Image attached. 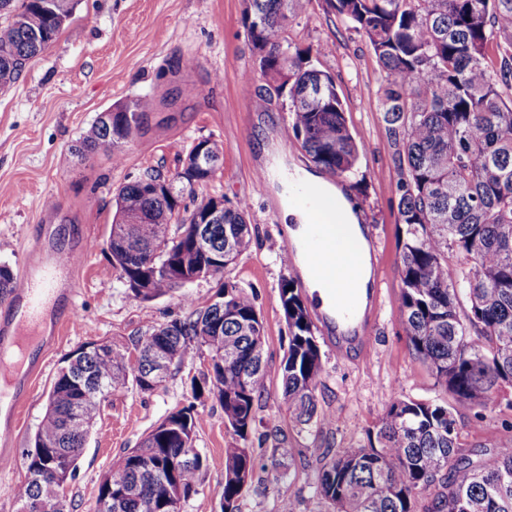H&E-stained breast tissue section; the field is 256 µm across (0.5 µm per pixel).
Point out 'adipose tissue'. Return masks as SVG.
<instances>
[{
    "label": "adipose tissue",
    "mask_w": 512,
    "mask_h": 512,
    "mask_svg": "<svg viewBox=\"0 0 512 512\" xmlns=\"http://www.w3.org/2000/svg\"><path fill=\"white\" fill-rule=\"evenodd\" d=\"M306 184L323 203V222L338 225L340 233L350 236L353 244L358 247L360 261L356 285L360 288L366 287L369 278V254L360 230L361 211L353 205L341 188L318 175L307 174Z\"/></svg>",
    "instance_id": "obj_1"
}]
</instances>
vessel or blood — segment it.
Masks as SVG:
<instances>
[{
  "instance_id": "obj_1",
  "label": "vessel or blood",
  "mask_w": 512,
  "mask_h": 512,
  "mask_svg": "<svg viewBox=\"0 0 512 512\" xmlns=\"http://www.w3.org/2000/svg\"><path fill=\"white\" fill-rule=\"evenodd\" d=\"M297 207L310 216L307 226L306 249L310 271L325 284V291L335 297L333 305L320 310L326 328L335 332L333 341L340 354H355L367 359L370 344L364 332L368 318L377 315L381 307V292L373 288L357 293L351 276L355 259L350 248L337 237L333 225L320 223L309 197L296 198ZM87 256L86 251H62L44 264L26 263V272L14 294L0 301V371L12 372L24 366L23 343L39 328L47 303L56 295L61 275L74 269Z\"/></svg>"
}]
</instances>
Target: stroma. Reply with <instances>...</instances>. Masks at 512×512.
Here are the masks:
<instances>
[{
	"mask_svg": "<svg viewBox=\"0 0 512 512\" xmlns=\"http://www.w3.org/2000/svg\"><path fill=\"white\" fill-rule=\"evenodd\" d=\"M245 0H78L56 40L26 61L18 80L0 90V265L21 277L35 243L47 252L92 242L89 260L65 277L52 327L32 367L17 379L20 424L7 446L16 457L0 470V512H16L14 489L27 476L22 455L46 412L47 395L65 358L90 342L133 348L152 325L189 314V299L214 296L221 281L253 296L264 323L267 386L256 417L276 421L294 450L281 465L269 463L270 444L251 434L257 463L239 502L240 512H333L317 490L318 451L336 455L360 447L397 398L449 402L428 367L408 348L399 297V145L382 118L385 84L368 42L328 0H309L306 17L290 22L288 41L312 67L330 74L348 126L360 148L359 173L339 181L354 196L364 222L373 226L382 305L369 362L337 356L315 324L322 356L316 400L326 420L300 428L282 399L280 365L288 350V325L280 303L282 279L297 273L282 260L285 223L281 193L288 174L315 165L291 129L287 95L277 94L259 69L257 52L243 24ZM148 96L154 100L140 136L120 161L85 159L73 146L99 112ZM266 97L264 110L252 101ZM224 149L219 170L185 196L187 206L209 197L246 201L251 244L224 272L223 280H200L153 301L135 298L106 250L117 189L149 171L173 175L198 139ZM265 187H257V171ZM206 350L193 349L155 390L136 385L102 402L94 427L67 482L74 512H91L99 484L129 448L168 413L194 405L202 417L194 446L204 459L198 494L182 512H220L224 450L236 443L224 411L211 398L193 399L192 380L209 368ZM464 451L492 449L512 439V411L502 406L475 417L457 409Z\"/></svg>",
	"mask_w": 512,
	"mask_h": 512,
	"instance_id": "35a3bbf8",
	"label": "stroma"
}]
</instances>
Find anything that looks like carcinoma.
Listing matches in <instances>:
<instances>
[{"mask_svg": "<svg viewBox=\"0 0 512 512\" xmlns=\"http://www.w3.org/2000/svg\"><path fill=\"white\" fill-rule=\"evenodd\" d=\"M308 0H248L244 26L259 53L261 73L287 75L292 132L311 161L343 178L356 171L359 147L330 75L291 50L288 23L306 15ZM0 0V90L23 64L43 53L72 15L74 0ZM371 46L385 73L383 120L399 153L402 225L399 311L408 347L454 403L404 397L394 401L366 442L325 462L320 495L335 512H416L418 494L438 486L437 512H512V442L485 461L461 450L455 405L482 416L492 404L512 410V101L498 85L512 82V0H331ZM151 98L134 110L113 108L111 126L97 121L77 140L85 158H120L141 126ZM203 162L171 176L175 192L150 191L143 178L122 185L107 241L112 267L135 297L152 301L202 279L221 278L248 249V205L224 207L216 224L195 219L218 199L180 215L184 191L209 181L223 147L210 138ZM180 319L155 325L135 358L109 343H89L64 362L49 391L46 413L25 453L27 479L14 491L17 512H72L60 474H74L97 409L134 380L149 384L148 346L181 361L191 349L210 355L207 387L240 442L224 449L221 512H239L255 460L246 441L256 425L255 402L265 390L264 327L245 290L223 282ZM288 314V352L281 364L283 403L310 427L325 420L315 390L321 353L309 312L294 281L280 283ZM202 420L190 404L169 413L102 479L93 512H179L199 493L203 458L193 446ZM294 449L274 439L271 463ZM180 484L177 501L167 486Z\"/></svg>", "mask_w": 512, "mask_h": 512, "instance_id": "obj_1", "label": "carcinoma"}]
</instances>
